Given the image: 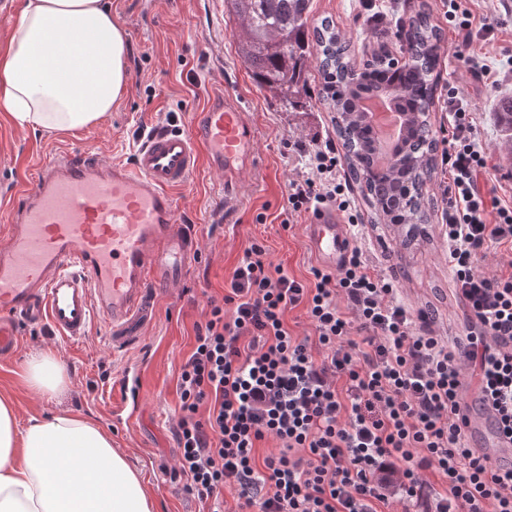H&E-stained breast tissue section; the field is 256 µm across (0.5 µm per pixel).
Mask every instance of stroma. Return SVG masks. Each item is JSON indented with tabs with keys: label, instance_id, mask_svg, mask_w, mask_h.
<instances>
[{
	"label": "stroma",
	"instance_id": "1",
	"mask_svg": "<svg viewBox=\"0 0 512 512\" xmlns=\"http://www.w3.org/2000/svg\"><path fill=\"white\" fill-rule=\"evenodd\" d=\"M474 24L491 23L489 37L464 42L443 18L440 0H376L378 21H368L360 0H312L311 22L331 17L351 39L356 63L378 51L402 58L403 33L419 6H426L442 30L439 41L438 87H456L475 117V142L492 167L487 187L512 204V164L504 158L505 140L494 110L499 97L512 96V5L506 0H459ZM112 15L128 39L129 79L111 112L96 124L51 134L19 128L0 112V193L31 178L38 167L62 150L92 151L106 161L131 160L150 130L168 123L185 126L211 89L224 85L239 94L258 127L261 163L243 178L240 197L225 202L219 178L199 169L175 196L186 223L195 227L199 253L175 288L158 294L155 317L141 344L113 349L108 331L95 324L88 336L67 341L45 328L23 329L18 351L0 361V398L9 400L19 424L46 413L66 412L100 423L112 446L141 471L157 512H202L204 505L188 494L168 472L177 453L175 423L179 409L180 366L194 344V325L202 319L208 297H222L232 272L251 241L269 249V259L289 275L307 280L317 260L304 234L306 217L282 227L288 183L306 170L317 147L336 141L331 114L319 100L318 74L305 89L306 105L287 108L256 86L237 53L241 32L237 19L224 11L223 0H111ZM470 56L487 72L474 77L462 62ZM427 192L432 199L430 222L423 235L406 241L390 224L372 223V214L356 184L348 197L359 221L348 234L369 264L392 277L397 296L411 310H433L435 328L451 340L465 334L467 314L453 292L448 264V238L442 228L446 202L438 181ZM264 222H257V215ZM48 351L63 366L69 384L54 400L41 398L22 381L29 356ZM142 366V399L137 419L119 423L113 411L125 400L126 366Z\"/></svg>",
	"mask_w": 512,
	"mask_h": 512
}]
</instances>
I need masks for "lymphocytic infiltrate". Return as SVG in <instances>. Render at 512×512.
I'll return each instance as SVG.
<instances>
[{"label":"lymphocytic infiltrate","instance_id":"lymphocytic-infiltrate-1","mask_svg":"<svg viewBox=\"0 0 512 512\" xmlns=\"http://www.w3.org/2000/svg\"><path fill=\"white\" fill-rule=\"evenodd\" d=\"M446 103L444 220L465 347L397 303L358 248L303 282L252 242L227 293L208 299L180 369L173 476L199 501L218 510L231 489L240 512H395L428 500L434 512H512V468L472 448L463 413L470 381L512 441V269L475 268L485 245L512 242V206L485 191L487 159L456 89ZM337 164L334 145L314 152L289 182L285 223L328 208L356 223ZM299 307L313 336L285 323ZM270 439L279 451L258 456Z\"/></svg>","mask_w":512,"mask_h":512}]
</instances>
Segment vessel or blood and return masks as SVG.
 <instances>
[{
	"mask_svg": "<svg viewBox=\"0 0 512 512\" xmlns=\"http://www.w3.org/2000/svg\"><path fill=\"white\" fill-rule=\"evenodd\" d=\"M257 142L242 100L218 88L186 126L153 131L132 163L65 151L17 183L0 213V360L15 354L25 327L78 341L99 322L113 347L140 343L153 293L180 283L198 253L176 189L204 167L220 178L225 201L236 200L243 174L258 163ZM304 231L325 266L343 264L350 241L332 212ZM463 408L474 449L512 464V443L476 387L464 391Z\"/></svg>",
	"mask_w": 512,
	"mask_h": 512,
	"instance_id": "b4317fda",
	"label": "vessel or blood"
}]
</instances>
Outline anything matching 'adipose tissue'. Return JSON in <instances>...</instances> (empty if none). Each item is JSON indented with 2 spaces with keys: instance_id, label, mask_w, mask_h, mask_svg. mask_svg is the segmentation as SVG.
<instances>
[{
  "instance_id": "obj_1",
  "label": "adipose tissue",
  "mask_w": 512,
  "mask_h": 512,
  "mask_svg": "<svg viewBox=\"0 0 512 512\" xmlns=\"http://www.w3.org/2000/svg\"><path fill=\"white\" fill-rule=\"evenodd\" d=\"M0 52V112L24 129L71 131L100 121L124 90L128 43L109 0H22ZM53 398L67 385L48 353L25 366ZM0 512H154L141 472L96 422L68 413L18 428L0 400Z\"/></svg>"
}]
</instances>
